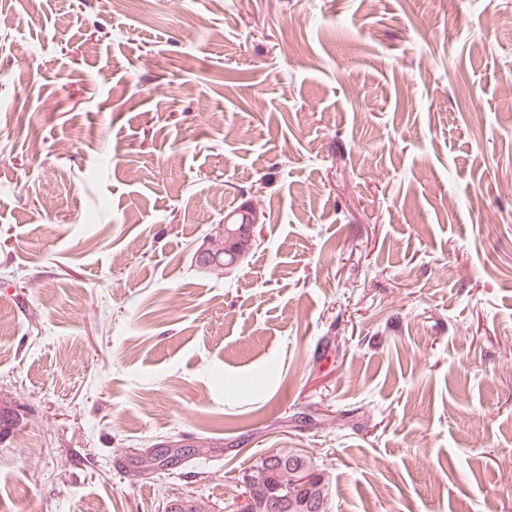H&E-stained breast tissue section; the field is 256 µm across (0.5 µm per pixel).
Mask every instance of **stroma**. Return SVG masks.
I'll return each instance as SVG.
<instances>
[{"label":"stroma","mask_w":512,"mask_h":512,"mask_svg":"<svg viewBox=\"0 0 512 512\" xmlns=\"http://www.w3.org/2000/svg\"><path fill=\"white\" fill-rule=\"evenodd\" d=\"M120 2L0 0V512H512V0ZM224 222L228 224H222L221 230L224 234V238L228 241H231L236 238L240 232L239 226L237 224L249 223L250 218L244 211L231 210L224 214ZM224 238L221 237L218 233L212 234L207 241V248H205V250L214 257L211 256L209 259L206 257H203V259H196V262L199 264L201 269L206 270V272L216 276L224 275V272H226L225 269L231 270L236 268L239 262H241L251 250L249 236L244 234V236L240 237L234 244L239 257L237 265L232 268H226V266L230 265L232 262V257H229L228 264L225 265L224 249L226 246L224 244ZM297 472L307 474L308 480H301L307 482L296 483ZM242 483L250 490L252 508L243 494L237 512H326V475L306 455L280 450L244 474Z\"/></svg>","instance_id":"35a3bbf8"}]
</instances>
